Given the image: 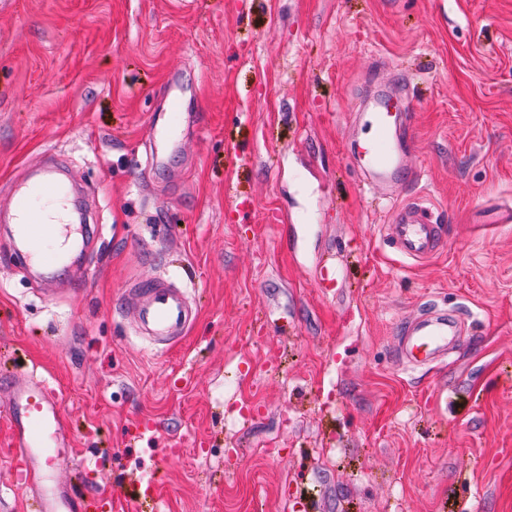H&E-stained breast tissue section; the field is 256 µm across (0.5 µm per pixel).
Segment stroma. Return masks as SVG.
Here are the masks:
<instances>
[{
	"instance_id": "1",
	"label": "stroma",
	"mask_w": 512,
	"mask_h": 512,
	"mask_svg": "<svg viewBox=\"0 0 512 512\" xmlns=\"http://www.w3.org/2000/svg\"><path fill=\"white\" fill-rule=\"evenodd\" d=\"M390 87L400 198L447 226L424 262L347 158ZM52 156L100 234L36 267L0 228V402L37 369L79 461L110 450L58 482L117 512L150 478L159 512H512V0H0V218ZM152 279L199 312L162 353L123 303ZM429 306L466 333L405 369Z\"/></svg>"
}]
</instances>
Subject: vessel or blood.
Listing matches in <instances>:
<instances>
[{
    "label": "vessel or blood",
    "instance_id": "1",
    "mask_svg": "<svg viewBox=\"0 0 512 512\" xmlns=\"http://www.w3.org/2000/svg\"><path fill=\"white\" fill-rule=\"evenodd\" d=\"M410 106L404 96L385 90L371 103V138L351 143L349 154L360 175L372 187L394 196L407 167L412 146ZM55 178L42 177L22 186L13 197L16 234L26 246L39 244L57 230L31 200L36 196L60 194ZM445 233L431 207L419 201L402 202L394 209L392 224L385 235L406 259L424 261L439 249ZM136 303L137 325L146 340L163 349L181 339L196 321L198 313L188 293L165 281H153L130 291ZM397 356L411 366L429 365L447 358L455 349L463 322L456 314L427 309L404 321L399 328ZM10 422V483L33 490L34 512H81L79 497L65 487L48 483V474L68 465L74 455L64 426V407L59 394L37 375L11 390L5 404Z\"/></svg>",
    "mask_w": 512,
    "mask_h": 512
}]
</instances>
